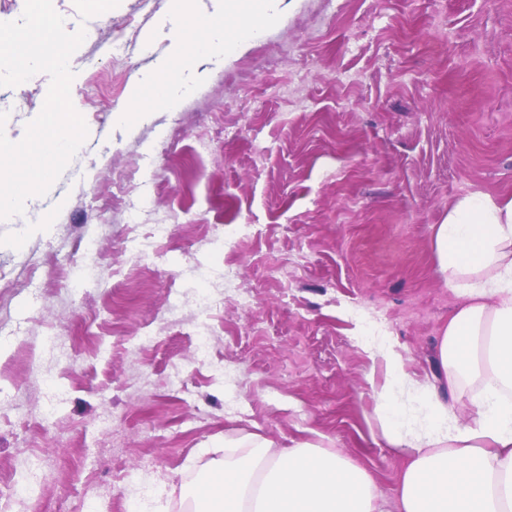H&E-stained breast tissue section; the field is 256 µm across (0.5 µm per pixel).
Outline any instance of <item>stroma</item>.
I'll return each instance as SVG.
<instances>
[{"label":"stroma","mask_w":512,"mask_h":512,"mask_svg":"<svg viewBox=\"0 0 512 512\" xmlns=\"http://www.w3.org/2000/svg\"><path fill=\"white\" fill-rule=\"evenodd\" d=\"M52 4L86 33L69 66L87 136L31 227L0 221V491L38 458L28 512H183L178 488L258 434L335 447L392 494L404 451L361 343L381 328L467 416L478 383L439 371L459 300L433 232L461 195L512 193V0H282L224 62L178 60L199 73L178 105L124 127L172 0ZM49 85L0 86L9 140ZM234 224L259 234L223 245Z\"/></svg>","instance_id":"obj_1"}]
</instances>
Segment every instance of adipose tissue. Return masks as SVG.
Listing matches in <instances>:
<instances>
[{"mask_svg":"<svg viewBox=\"0 0 512 512\" xmlns=\"http://www.w3.org/2000/svg\"><path fill=\"white\" fill-rule=\"evenodd\" d=\"M275 19L267 5L258 20L222 37L195 27L175 40L173 53L188 43L201 58L230 56ZM173 82L169 62L158 63L131 86L132 109L115 113L114 122L147 119L156 109L152 90ZM433 242L443 282L461 300L442 332V375L452 389L465 373L480 380L470 417L461 419L433 383L406 375L392 345L365 344L393 371L376 393L384 437L405 451L392 500L338 451L308 442L280 448L253 434L228 448L223 466L204 469L181 490L182 499L196 501L195 512H386L390 505L396 512H512V194L460 196ZM412 399L421 401L420 414L399 418Z\"/></svg>","mask_w":512,"mask_h":512,"instance_id":"adipose-tissue-1","label":"adipose tissue"}]
</instances>
